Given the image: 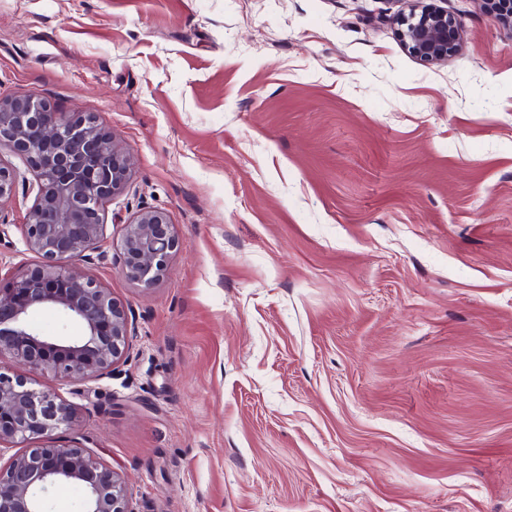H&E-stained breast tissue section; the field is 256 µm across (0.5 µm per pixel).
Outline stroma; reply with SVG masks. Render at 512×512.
<instances>
[{
	"instance_id": "stroma-1",
	"label": "stroma",
	"mask_w": 512,
	"mask_h": 512,
	"mask_svg": "<svg viewBox=\"0 0 512 512\" xmlns=\"http://www.w3.org/2000/svg\"><path fill=\"white\" fill-rule=\"evenodd\" d=\"M463 48L428 65L398 0H0V97L95 116L179 239L111 378L36 386L56 441L132 512H512V27L431 0ZM35 195L0 262L39 264Z\"/></svg>"
}]
</instances>
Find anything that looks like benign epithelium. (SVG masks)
<instances>
[{"instance_id":"7a95c632","label":"benign epithelium","mask_w":512,"mask_h":512,"mask_svg":"<svg viewBox=\"0 0 512 512\" xmlns=\"http://www.w3.org/2000/svg\"><path fill=\"white\" fill-rule=\"evenodd\" d=\"M486 4L497 21L512 25V0ZM395 24L405 49L424 63L440 64L461 51L460 22L433 4L399 13ZM5 152L24 160L35 176L23 239L41 264L0 288V360L16 367L0 370V447L24 449L0 469V512H46L44 493L69 484L83 490L81 512H132L124 482L98 457L76 444L41 442L70 428L76 409L33 387L28 377L51 374L65 385L110 379L128 349L133 327L127 310L76 262L110 261L101 248V211L125 188L131 156L94 116L56 112L31 95L0 99V156ZM19 178L18 169L0 160V207ZM177 243L164 212H139L123 223L117 245L122 274L155 284L167 274ZM41 309L57 312L80 334L43 335L32 321Z\"/></svg>"}]
</instances>
